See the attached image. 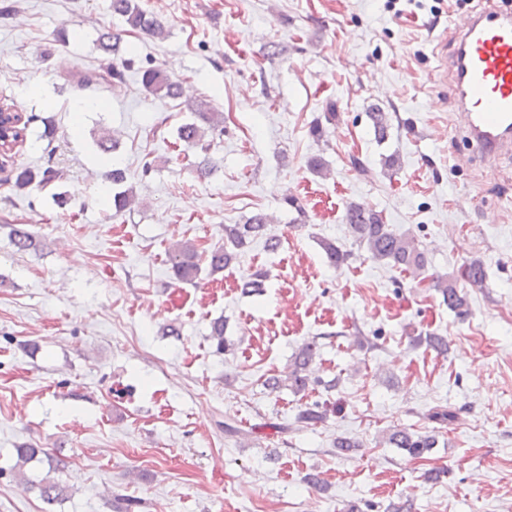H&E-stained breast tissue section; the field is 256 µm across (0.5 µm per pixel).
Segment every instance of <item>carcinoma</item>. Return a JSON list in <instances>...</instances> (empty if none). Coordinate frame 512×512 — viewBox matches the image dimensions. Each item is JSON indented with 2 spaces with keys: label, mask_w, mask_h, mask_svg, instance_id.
<instances>
[{
  "label": "carcinoma",
  "mask_w": 512,
  "mask_h": 512,
  "mask_svg": "<svg viewBox=\"0 0 512 512\" xmlns=\"http://www.w3.org/2000/svg\"><path fill=\"white\" fill-rule=\"evenodd\" d=\"M112 13L124 18L125 23L133 31L161 36L164 34L163 24L149 12L141 7L139 0H111ZM98 47L110 56L108 66L98 72L90 71L80 76L78 85L90 86L101 84L110 80L121 82L125 78L127 68L131 60L126 58V53L121 47V36L110 30L102 32L98 37ZM141 83L151 94L170 98H177L181 93V82L171 76L159 66L148 67L142 71ZM368 119L373 128L377 142L383 143L390 136L392 128L389 113L377 104L368 108ZM35 116L28 117L21 126H14L15 113L6 112L0 115V123L4 124V130L11 132L15 139L25 140V132L29 121ZM205 131L196 123H186L178 129V139L189 148H198L206 153L210 145L204 142ZM18 151H9L0 161V170L11 168L12 176L0 184L9 191H21L33 184L42 187L48 186L62 178V174L47 166L42 170H33L25 167L15 159ZM107 177L116 187L112 196V209L120 214L128 210L133 202L132 193L122 189L126 181L124 169L114 167L107 172ZM343 222L355 243L365 249L369 257L375 261L386 263L405 272L419 274L427 268L425 251L420 248L415 236L409 233H397L388 227L381 213L368 209L356 202H349L345 206ZM270 218L264 213H257L243 224L224 225V244L210 250L207 254L209 273L218 274L235 263L243 250L257 239H265V247L271 251L279 247V239L267 234ZM13 242L18 250H36L39 242L30 231L14 227L12 228ZM329 262L340 267L350 259V253L340 251L335 244L326 242L323 244ZM172 273L174 279L179 282L194 281L201 266L198 261L197 249L189 244H184L170 254ZM461 278L469 285H480L486 280L484 265L479 260H472L465 264L461 271ZM436 288L442 297V302L448 305V309L463 314L466 312L468 302L465 295L458 288L454 279L446 277L436 278ZM418 342L425 344L430 349L444 354L448 351V341L443 336L435 333H426L418 336ZM317 346L314 342L302 345L292 357L285 378L272 377L266 381V386L271 390L283 386L290 387L294 392L300 393L307 389L310 383L309 370L315 357ZM387 443L405 450L409 456L421 458L431 452L437 444L434 434H418L406 428H394L386 436ZM41 499L47 504H53L63 499L67 494V487L55 480L45 478L35 485Z\"/></svg>",
  "instance_id": "carcinoma-1"
}]
</instances>
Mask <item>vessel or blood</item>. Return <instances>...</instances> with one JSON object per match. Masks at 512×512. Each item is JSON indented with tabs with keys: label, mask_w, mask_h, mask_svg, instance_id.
<instances>
[{
	"label": "vessel or blood",
	"mask_w": 512,
	"mask_h": 512,
	"mask_svg": "<svg viewBox=\"0 0 512 512\" xmlns=\"http://www.w3.org/2000/svg\"><path fill=\"white\" fill-rule=\"evenodd\" d=\"M458 27L451 104L465 113L472 151L491 167L512 152V13L491 8Z\"/></svg>",
	"instance_id": "vessel-or-blood-1"
}]
</instances>
